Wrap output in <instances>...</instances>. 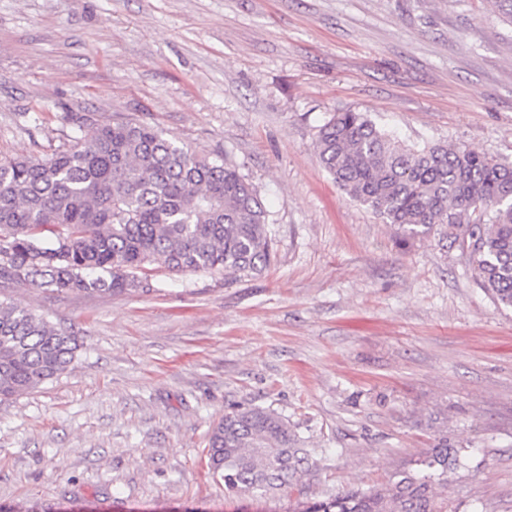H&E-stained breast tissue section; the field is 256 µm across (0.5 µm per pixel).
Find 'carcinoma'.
I'll use <instances>...</instances> for the list:
<instances>
[{"instance_id": "1", "label": "carcinoma", "mask_w": 512, "mask_h": 512, "mask_svg": "<svg viewBox=\"0 0 512 512\" xmlns=\"http://www.w3.org/2000/svg\"><path fill=\"white\" fill-rule=\"evenodd\" d=\"M323 168L352 199L397 227L401 245L442 229L469 255L481 288L512 309V163L468 148L408 145L363 112L320 129ZM275 237L256 188L234 165L143 122L72 115L70 144L0 158V281L84 294L151 291L153 272L253 277ZM81 344L14 302L0 301V400L71 369ZM203 462L224 495L290 496L314 467L274 409L235 406L206 437ZM467 456L442 437L387 482L294 512H452L435 486Z\"/></svg>"}]
</instances>
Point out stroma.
<instances>
[{
    "mask_svg": "<svg viewBox=\"0 0 512 512\" xmlns=\"http://www.w3.org/2000/svg\"><path fill=\"white\" fill-rule=\"evenodd\" d=\"M490 0H0V156L68 115L159 127L258 189L276 239L251 278L155 272L147 293L0 284L73 329L67 373L0 402V512H291L228 498L202 452L232 406L288 419L323 499L385 483L440 435L458 512H512V309L442 234L396 230L322 168L333 113L512 162V24Z\"/></svg>",
    "mask_w": 512,
    "mask_h": 512,
    "instance_id": "1",
    "label": "stroma"
}]
</instances>
